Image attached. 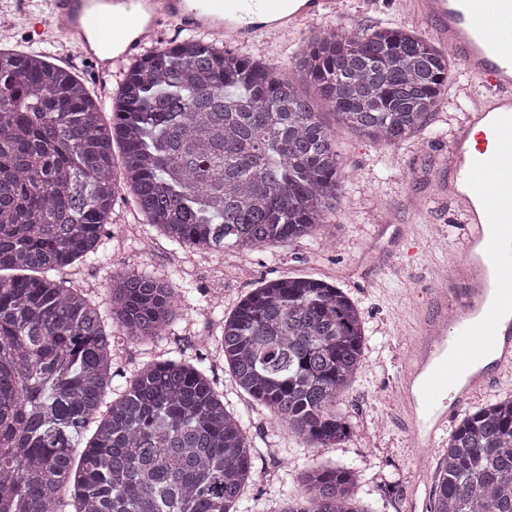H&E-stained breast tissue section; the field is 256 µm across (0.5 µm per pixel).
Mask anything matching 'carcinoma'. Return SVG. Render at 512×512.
<instances>
[{
	"label": "carcinoma",
	"mask_w": 512,
	"mask_h": 512,
	"mask_svg": "<svg viewBox=\"0 0 512 512\" xmlns=\"http://www.w3.org/2000/svg\"><path fill=\"white\" fill-rule=\"evenodd\" d=\"M449 68L401 28L317 34L290 74L193 33L127 65L109 119L45 51L0 46V512H242L253 445L204 367L151 362L110 398L112 329L164 336L191 289L126 270L107 318L55 273L101 252L125 190L177 248L314 235L346 182L323 114L398 145L435 111ZM365 344L358 305L309 276L253 289L220 340L235 385L309 448L348 436L336 402ZM358 481L352 466L312 465L280 512H370ZM430 512H512V397L451 430Z\"/></svg>",
	"instance_id": "1"
}]
</instances>
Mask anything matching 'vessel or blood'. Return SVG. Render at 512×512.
<instances>
[{
    "mask_svg": "<svg viewBox=\"0 0 512 512\" xmlns=\"http://www.w3.org/2000/svg\"><path fill=\"white\" fill-rule=\"evenodd\" d=\"M434 40L485 86L454 128L452 176L442 195L465 225L473 258L439 287L434 312L412 348L401 387L416 446L426 448L451 413L512 367V0H408ZM340 0H49L38 41L78 43L98 79L156 42L162 23L213 36L232 29L238 42L258 32L284 33L340 15Z\"/></svg>",
    "mask_w": 512,
    "mask_h": 512,
    "instance_id": "obj_1",
    "label": "vessel or blood"
}]
</instances>
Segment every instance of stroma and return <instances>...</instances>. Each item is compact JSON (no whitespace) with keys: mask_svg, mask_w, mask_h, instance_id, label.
<instances>
[{"mask_svg":"<svg viewBox=\"0 0 512 512\" xmlns=\"http://www.w3.org/2000/svg\"><path fill=\"white\" fill-rule=\"evenodd\" d=\"M403 27L428 37L429 27L409 21L401 0H346L340 20L318 21L290 37L259 33L237 53L294 68L302 48L327 29ZM469 76L452 64L448 89L425 126L398 146L376 145L340 127L337 133L349 182L339 208L314 238H300L261 251L230 248L221 253L173 248L133 203L116 206L105 227L106 259L88 257L59 273L109 309L114 274L135 268L178 285H194L205 301L189 297L166 336L132 341L112 337L114 384L125 385L147 363L179 356L202 361L229 408L244 422L255 446L254 479L243 503L249 512H279L282 490L298 471L333 461L357 469L354 496L369 512H406L410 502L431 505L435 479L448 450L447 436L416 460L399 397L405 363L425 318L433 312V286L449 259L463 260L466 243L447 201L430 197L433 182L447 177L448 142L465 109L455 90ZM311 276L343 288L358 305L367 335L362 368L336 407L350 421L348 438L333 448H307L269 412L240 391L216 341L225 317L265 281Z\"/></svg>","mask_w":512,"mask_h":512,"instance_id":"stroma-1","label":"stroma"}]
</instances>
